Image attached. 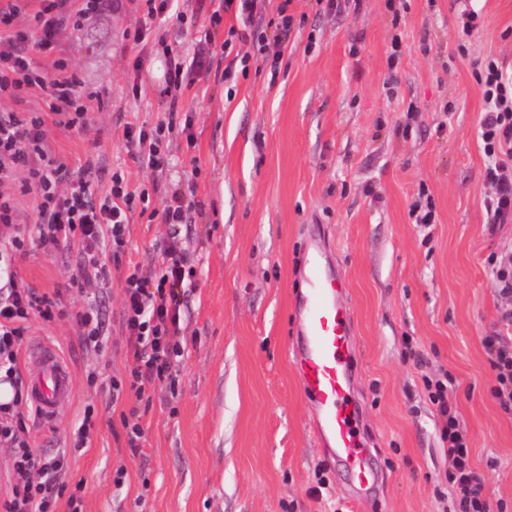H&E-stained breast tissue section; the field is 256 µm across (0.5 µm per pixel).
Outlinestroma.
<instances>
[{
	"mask_svg": "<svg viewBox=\"0 0 512 512\" xmlns=\"http://www.w3.org/2000/svg\"><path fill=\"white\" fill-rule=\"evenodd\" d=\"M404 3L395 17L386 0H344L332 11L294 0L297 22L278 73L258 66L232 89L223 44L236 19L209 22L224 0H176L183 22L156 21L140 43L133 35L143 0H111L90 24L61 35L71 66L103 103L81 133L47 121L48 148L72 169L94 162L96 193L118 172L153 202L177 189L194 203L181 227L195 269L184 284L186 345L174 385L157 386L147 404L113 400L108 382L127 377V265L152 274L167 225L133 214L122 257L104 260L106 280L69 292L79 258L41 246L33 195L18 196L14 228L0 227L2 238L18 231L31 240L19 276L63 292L64 316L32 319L30 334L69 362L72 406L22 436L40 453L65 455L68 484L84 486L83 512H453L448 444L426 388L446 379L484 493L512 512V414L491 394L483 345L512 317V297L495 293L488 272L489 260L512 258V223L486 222L484 102L474 78L489 56L512 69V0ZM465 9L483 17L466 38ZM159 34L181 59L206 35L214 50L178 102L191 127L170 133L161 171L123 137L126 123L149 130L165 118L160 77L173 56L153 52ZM396 36L402 54L392 68ZM426 199L435 220L415 223L411 207ZM315 230L354 312L359 419L379 475L358 510L346 470L321 463L287 358L295 267ZM91 301L105 320L98 348L70 316ZM88 405L99 432L76 450L72 430ZM130 411L146 432L135 453L122 419ZM120 467L128 480L118 488Z\"/></svg>",
	"mask_w": 512,
	"mask_h": 512,
	"instance_id": "1",
	"label": "stroma"
}]
</instances>
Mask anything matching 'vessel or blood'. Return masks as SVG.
Listing matches in <instances>:
<instances>
[{
    "label": "vessel or blood",
    "instance_id": "b4317fda",
    "mask_svg": "<svg viewBox=\"0 0 512 512\" xmlns=\"http://www.w3.org/2000/svg\"><path fill=\"white\" fill-rule=\"evenodd\" d=\"M320 234L306 241L300 263V286L293 294L297 341L290 350L301 392L313 409L311 428L323 446L326 466L343 465L357 488L355 502L366 500L377 473L372 453L358 439L354 400L356 329L345 290L324 262ZM30 400L41 421L55 420L74 391L71 370L52 347L26 352Z\"/></svg>",
    "mask_w": 512,
    "mask_h": 512
}]
</instances>
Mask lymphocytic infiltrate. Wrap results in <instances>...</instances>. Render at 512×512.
Here are the masks:
<instances>
[{
  "instance_id": "1",
  "label": "lymphocytic infiltrate",
  "mask_w": 512,
  "mask_h": 512,
  "mask_svg": "<svg viewBox=\"0 0 512 512\" xmlns=\"http://www.w3.org/2000/svg\"><path fill=\"white\" fill-rule=\"evenodd\" d=\"M19 0L0 5V100L10 109L0 111V224L16 221L17 195H34L40 220L38 238L49 247H73L82 257L83 268H98L106 254L120 255L126 228L135 204H148V193L127 192L120 174H113L109 194L96 198L92 189L91 166L72 171L48 149L43 112L29 108L34 94H42L48 112L59 125L77 131L87 124L88 114L101 101L97 87L80 78L62 55L60 36L80 29L97 15L105 0H38L32 23L13 28ZM258 0H224L223 13L252 31L251 48L234 51L225 42V79L247 74L250 63L268 64L278 71L282 45H269L264 30L254 28ZM223 13H212L211 25H220ZM51 55L50 68L36 65L30 50ZM205 49H198L190 64L173 61L165 75L164 92L171 101L165 122L154 132L127 126L125 140L135 145L140 158L152 169L168 166L162 139L179 122L177 103L189 89L196 74L203 71ZM475 79L485 103L480 127L487 159L485 177L492 191L484 200L488 223L503 224L512 218V73L489 58L477 63ZM191 209L182 194L172 193L152 217L169 227L166 241L157 250L158 269L143 274L139 266L128 269L125 278L123 326L129 336L126 350L127 381L111 380L113 398L131 395L146 401L159 384L171 381L173 367L184 350L181 336L183 285L188 276L179 228ZM24 236L14 235L0 243V377L15 389L11 403L0 404V440L13 442L11 492L0 504V512H54L58 498H66L68 512H83L82 497L64 494L67 470L64 456L34 453L20 438L25 418L34 417L29 394L18 374L19 352L29 339V320H54L61 312L60 295L39 292L23 282L14 269L17 256L24 254ZM506 333L488 336L484 347L496 384L493 397L502 409L512 411V318ZM431 401L442 419L441 436L448 442L451 467L448 482L456 494V512H494L483 496V484L471 463L467 435L456 410L448 401V387L436 384Z\"/></svg>"
}]
</instances>
